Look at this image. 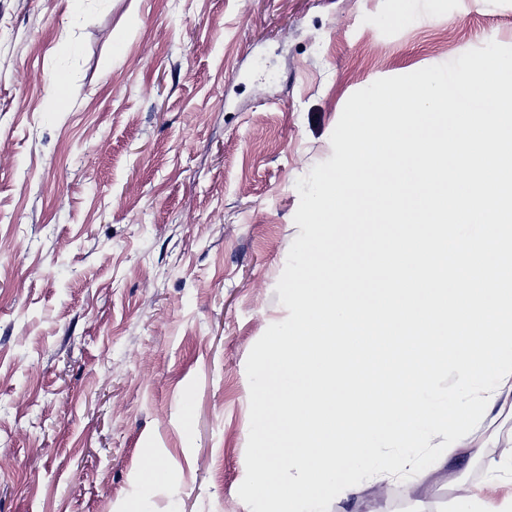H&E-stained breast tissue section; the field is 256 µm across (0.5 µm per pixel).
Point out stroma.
<instances>
[{"label": "stroma", "instance_id": "35a3bbf8", "mask_svg": "<svg viewBox=\"0 0 512 512\" xmlns=\"http://www.w3.org/2000/svg\"><path fill=\"white\" fill-rule=\"evenodd\" d=\"M491 40L512 0H0V512H250L297 180L354 92ZM464 443L329 512H506L512 387Z\"/></svg>", "mask_w": 512, "mask_h": 512}]
</instances>
